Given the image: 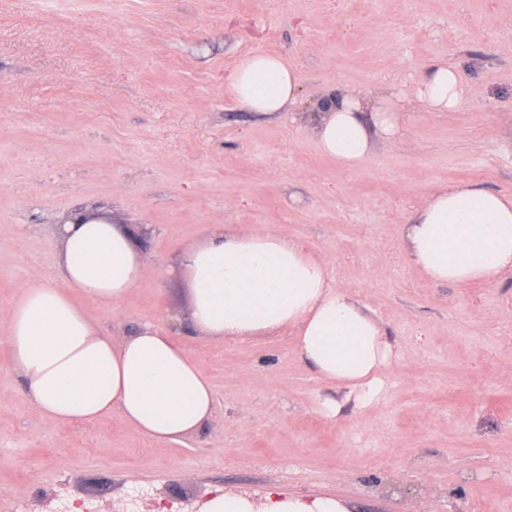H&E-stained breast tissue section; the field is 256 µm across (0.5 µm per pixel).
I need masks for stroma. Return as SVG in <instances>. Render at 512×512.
Segmentation results:
<instances>
[{
    "instance_id": "35a3bbf8",
    "label": "stroma",
    "mask_w": 512,
    "mask_h": 512,
    "mask_svg": "<svg viewBox=\"0 0 512 512\" xmlns=\"http://www.w3.org/2000/svg\"><path fill=\"white\" fill-rule=\"evenodd\" d=\"M254 52L300 73L281 118L231 96ZM435 58L471 89L457 111L412 94ZM326 91L394 94L400 137L342 170L311 131ZM458 183L512 196V0H0V512H199L273 487L350 512H512V278L437 286L402 246L428 193ZM97 211L149 229L143 287L80 302L110 335L186 311L176 257L208 225L284 226L383 320L384 391L332 420L287 332H179L214 387L202 429L47 423L11 367L9 312L34 278L60 286L61 216Z\"/></svg>"
}]
</instances>
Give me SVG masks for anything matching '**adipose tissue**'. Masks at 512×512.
Masks as SVG:
<instances>
[{"label": "adipose tissue", "instance_id": "adipose-tissue-1", "mask_svg": "<svg viewBox=\"0 0 512 512\" xmlns=\"http://www.w3.org/2000/svg\"><path fill=\"white\" fill-rule=\"evenodd\" d=\"M300 75L281 56L253 53L236 66L230 87L238 106L278 118L299 95ZM468 89L456 67L429 62L416 98L452 112ZM318 151L345 170L359 169L375 138L396 139L400 115L388 101L328 99L312 119ZM58 275L64 288L26 285L11 309L10 359L25 396L59 425L115 412L146 437L174 441L199 430L214 408V390L200 366L166 330L152 325L116 337L94 325L71 291L102 307L142 285L146 257L131 230L95 215H70L58 227ZM410 263L441 285L467 286L512 275V198L469 183L429 193L407 225ZM179 272L187 285L189 330L214 341L265 336L285 329L294 347L330 388L322 413L338 418L347 403L365 406L383 391L382 372L395 347L380 318L339 286L330 263L308 253L286 229H207L184 248ZM201 512H349L341 501H306L272 489L263 506L221 493Z\"/></svg>", "mask_w": 512, "mask_h": 512}]
</instances>
